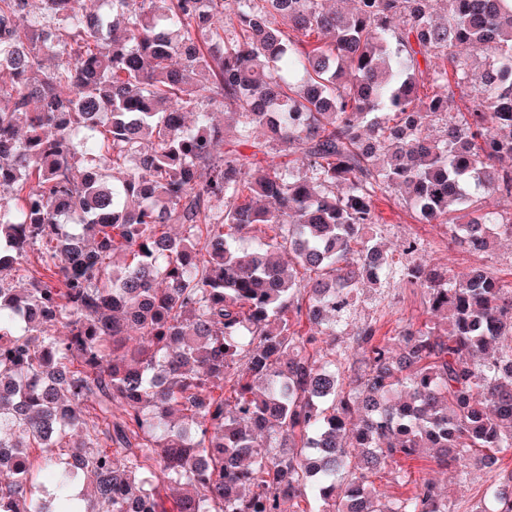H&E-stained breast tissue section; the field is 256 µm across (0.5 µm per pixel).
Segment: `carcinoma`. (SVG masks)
<instances>
[{"label":"carcinoma","instance_id":"1","mask_svg":"<svg viewBox=\"0 0 512 512\" xmlns=\"http://www.w3.org/2000/svg\"><path fill=\"white\" fill-rule=\"evenodd\" d=\"M98 2L0 0V512H449L381 507L427 453L512 512V281L395 260L374 208L512 237V0ZM395 278L441 320L344 376L322 337Z\"/></svg>","mask_w":512,"mask_h":512}]
</instances>
